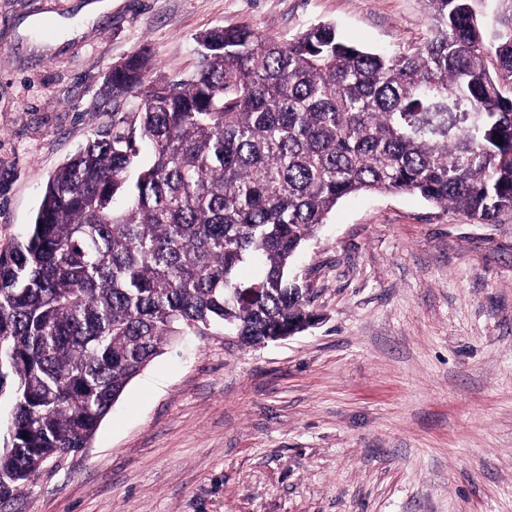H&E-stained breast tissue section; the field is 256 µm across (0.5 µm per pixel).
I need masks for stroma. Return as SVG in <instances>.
Listing matches in <instances>:
<instances>
[{
	"mask_svg": "<svg viewBox=\"0 0 512 512\" xmlns=\"http://www.w3.org/2000/svg\"><path fill=\"white\" fill-rule=\"evenodd\" d=\"M0 0V251L50 175L132 100V55L188 78L196 38L285 41L334 23L373 50L430 36L424 0ZM319 325L243 345L170 343L89 448L45 463L0 512H512V210L482 224L406 193L342 198L294 268Z\"/></svg>",
	"mask_w": 512,
	"mask_h": 512,
	"instance_id": "35a3bbf8",
	"label": "stroma"
}]
</instances>
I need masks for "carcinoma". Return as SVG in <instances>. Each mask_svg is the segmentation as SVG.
I'll return each instance as SVG.
<instances>
[{
  "label": "carcinoma",
  "mask_w": 512,
  "mask_h": 512,
  "mask_svg": "<svg viewBox=\"0 0 512 512\" xmlns=\"http://www.w3.org/2000/svg\"><path fill=\"white\" fill-rule=\"evenodd\" d=\"M424 2L415 48L218 27L188 80L150 81L139 56L112 69L105 98L136 108L49 177L0 252V475L23 486L88 447L170 340L221 327L259 345L315 321L290 267L341 198L415 194L483 224L512 210V0L485 20L474 0Z\"/></svg>",
  "instance_id": "carcinoma-1"
}]
</instances>
